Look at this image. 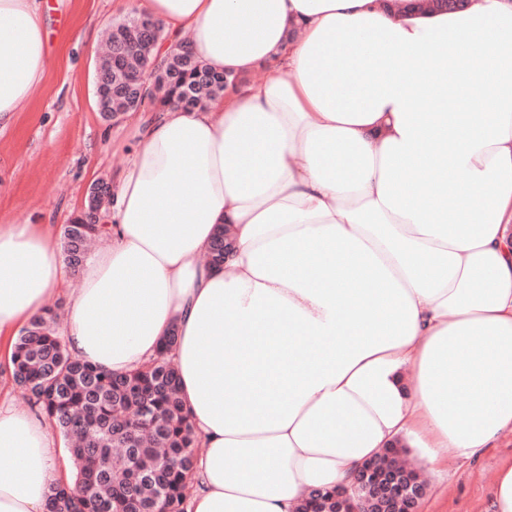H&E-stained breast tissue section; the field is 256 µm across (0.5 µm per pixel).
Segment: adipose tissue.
I'll use <instances>...</instances> for the list:
<instances>
[{"label":"adipose tissue","instance_id":"adipose-tissue-1","mask_svg":"<svg viewBox=\"0 0 512 512\" xmlns=\"http://www.w3.org/2000/svg\"><path fill=\"white\" fill-rule=\"evenodd\" d=\"M117 4L157 56L260 77L134 126L81 287L52 225L0 224V353L60 294L70 352L112 372L176 333L189 512H296L401 441L434 476L512 433V0ZM47 43L43 0H0V125ZM59 454L0 396V512H44ZM211 250L208 254L211 257L209 263L215 267L224 265V260L230 252L231 242L229 241L227 231L224 233V224H220L216 230L214 239L211 243Z\"/></svg>","mask_w":512,"mask_h":512}]
</instances>
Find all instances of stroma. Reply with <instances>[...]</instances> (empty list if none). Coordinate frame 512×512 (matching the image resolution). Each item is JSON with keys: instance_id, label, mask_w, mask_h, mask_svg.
Masks as SVG:
<instances>
[{"instance_id": "35a3bbf8", "label": "stroma", "mask_w": 512, "mask_h": 512, "mask_svg": "<svg viewBox=\"0 0 512 512\" xmlns=\"http://www.w3.org/2000/svg\"><path fill=\"white\" fill-rule=\"evenodd\" d=\"M47 66L34 96L0 130V224L69 223L90 186L113 181L126 160L136 113L104 121L95 95L103 32L123 18L115 0H47ZM512 458V434L473 457L449 456L419 512H483L499 466Z\"/></svg>"}]
</instances>
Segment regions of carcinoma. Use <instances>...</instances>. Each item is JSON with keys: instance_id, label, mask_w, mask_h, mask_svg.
I'll return each mask as SVG.
<instances>
[{"instance_id": "1", "label": "carcinoma", "mask_w": 512, "mask_h": 512, "mask_svg": "<svg viewBox=\"0 0 512 512\" xmlns=\"http://www.w3.org/2000/svg\"><path fill=\"white\" fill-rule=\"evenodd\" d=\"M162 30L136 13L112 26L107 53L96 70L100 112L111 120L137 108L135 89L154 79L149 105L201 107L238 77L214 72L170 51L162 70L151 71ZM66 224L62 250L73 273L100 239L99 211ZM210 264L224 265V225L211 243ZM58 313L33 319L13 342L8 370L28 402L49 417L72 460L71 479L49 487L47 512H187L196 436L179 393L177 369L167 357L176 336L165 337L159 357L140 370L114 374L75 357L57 334Z\"/></svg>"}]
</instances>
